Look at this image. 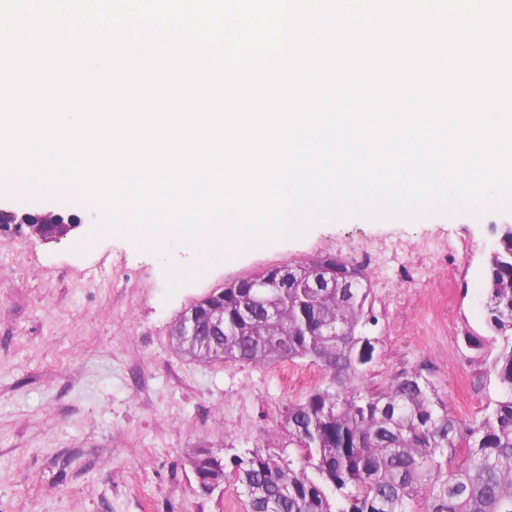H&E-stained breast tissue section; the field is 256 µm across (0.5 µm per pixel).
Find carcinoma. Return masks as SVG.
I'll return each mask as SVG.
<instances>
[{"mask_svg": "<svg viewBox=\"0 0 512 512\" xmlns=\"http://www.w3.org/2000/svg\"><path fill=\"white\" fill-rule=\"evenodd\" d=\"M497 233L484 280L487 329L500 339L486 373L499 397L471 419L448 410L426 365L381 389L360 386L376 351L360 265H346L348 288H250L238 280L192 304L203 317L224 314L219 336H173L192 359H308L328 378L288 404L297 461L249 451L227 464L200 448L190 460L199 494L231 478L249 512H512V226Z\"/></svg>", "mask_w": 512, "mask_h": 512, "instance_id": "carcinoma-1", "label": "carcinoma"}]
</instances>
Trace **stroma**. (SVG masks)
Returning <instances> with one entry per match:
<instances>
[{
  "mask_svg": "<svg viewBox=\"0 0 512 512\" xmlns=\"http://www.w3.org/2000/svg\"><path fill=\"white\" fill-rule=\"evenodd\" d=\"M0 512H247L234 482L203 497L189 458L258 450L296 459L283 414L317 387L309 360L203 364L177 353L171 330L194 301L265 268L331 255L363 265L376 355L366 386L428 365L456 416L496 398L481 351L484 262L512 212L417 221L350 218L313 226L211 264L169 292L168 263L200 262L178 237L97 232L98 212L61 194L0 192ZM52 210L77 226L43 240L20 223Z\"/></svg>",
  "mask_w": 512,
  "mask_h": 512,
  "instance_id": "obj_1",
  "label": "stroma"
}]
</instances>
